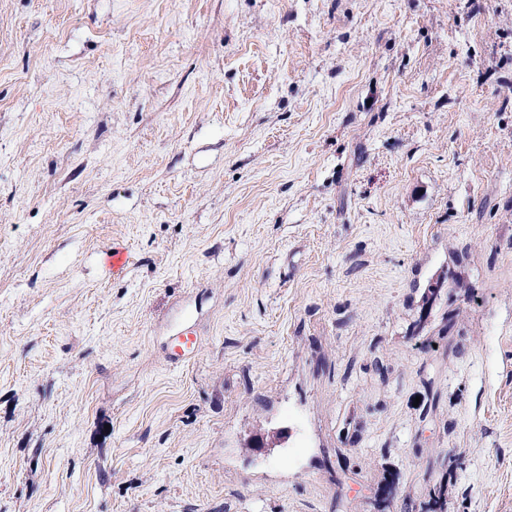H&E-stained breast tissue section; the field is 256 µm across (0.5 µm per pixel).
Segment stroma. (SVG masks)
<instances>
[{
	"mask_svg": "<svg viewBox=\"0 0 512 512\" xmlns=\"http://www.w3.org/2000/svg\"><path fill=\"white\" fill-rule=\"evenodd\" d=\"M442 482L512 512V0H0V512Z\"/></svg>",
	"mask_w": 512,
	"mask_h": 512,
	"instance_id": "35a3bbf8",
	"label": "stroma"
}]
</instances>
